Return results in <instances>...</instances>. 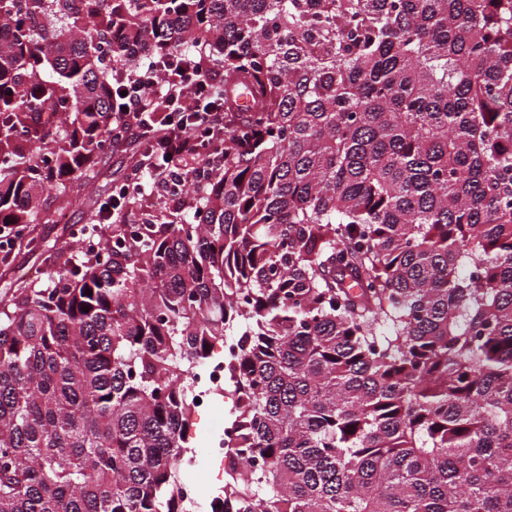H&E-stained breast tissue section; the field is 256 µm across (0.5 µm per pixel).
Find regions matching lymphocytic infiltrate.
<instances>
[{
  "label": "lymphocytic infiltrate",
  "instance_id": "1",
  "mask_svg": "<svg viewBox=\"0 0 512 512\" xmlns=\"http://www.w3.org/2000/svg\"><path fill=\"white\" fill-rule=\"evenodd\" d=\"M166 66L169 74L162 86L148 84L140 78L123 84V108L118 112L123 125L136 128L150 106L159 103L167 111V127L156 136L165 164L156 168L151 182L153 194L160 196L165 195L183 161L198 155L200 134L224 128L223 110L208 101L211 75L174 59L167 61Z\"/></svg>",
  "mask_w": 512,
  "mask_h": 512
}]
</instances>
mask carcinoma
<instances>
[{
	"instance_id": "obj_1",
	"label": "carcinoma",
	"mask_w": 512,
	"mask_h": 512,
	"mask_svg": "<svg viewBox=\"0 0 512 512\" xmlns=\"http://www.w3.org/2000/svg\"><path fill=\"white\" fill-rule=\"evenodd\" d=\"M161 57L224 138L0 299V512H190L240 321L215 512H512V0H0L1 266ZM237 352L238 348L233 339L224 341L216 355L189 375L197 414L210 410L217 399V394H222L225 385H229L224 380V360ZM196 399H200V403H196Z\"/></svg>"
}]
</instances>
